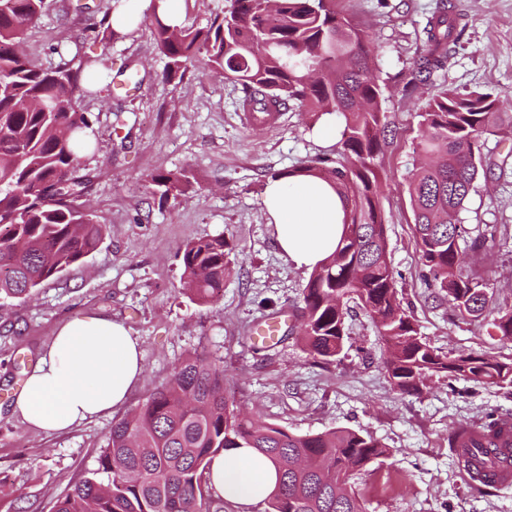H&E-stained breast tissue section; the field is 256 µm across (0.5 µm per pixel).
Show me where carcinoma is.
Segmentation results:
<instances>
[{"mask_svg": "<svg viewBox=\"0 0 512 512\" xmlns=\"http://www.w3.org/2000/svg\"><path fill=\"white\" fill-rule=\"evenodd\" d=\"M159 0L145 21L167 58L162 79L202 60L243 87L242 108L255 112L290 101L314 116L336 115L342 125L336 156H322L284 172L333 183L344 202L336 252L302 289L299 334L310 356L330 362L349 337L347 303H359L388 345L385 370L402 394L419 391L433 375L483 384H512V363L483 356L450 358L419 336L402 307L387 251L376 194L379 133L385 129L383 91L373 73V40L336 0H231L207 29L172 26ZM46 0H0V300L30 296L88 257L104 225L84 205L77 159L88 150L89 128L76 90L97 87L105 58L76 49L54 67L35 64L21 49ZM454 5L428 18L424 39L404 88L412 91L445 68L464 25ZM500 99L447 89L420 113L418 167L409 193L413 233L431 285L446 292L463 318L476 320L488 297L465 267L459 242L470 234L459 214L487 163L481 137L512 129ZM187 172L150 178L160 198L177 197ZM236 254L224 235L192 240L181 264L183 290L208 303L232 275ZM512 341V310L494 319ZM253 448L278 469L267 512H367L355 476L388 455L369 434L338 428L291 434L261 419L240 417L227 391L224 367L203 355L185 358L131 415L115 421L92 476L76 484L55 512H225L227 501L206 480L212 458Z\"/></svg>", "mask_w": 512, "mask_h": 512, "instance_id": "1", "label": "carcinoma"}]
</instances>
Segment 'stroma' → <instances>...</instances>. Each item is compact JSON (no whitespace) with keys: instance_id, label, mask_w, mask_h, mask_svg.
I'll list each match as a JSON object with an SVG mask.
<instances>
[{"instance_id":"35a3bbf8","label":"stroma","mask_w":512,"mask_h":512,"mask_svg":"<svg viewBox=\"0 0 512 512\" xmlns=\"http://www.w3.org/2000/svg\"><path fill=\"white\" fill-rule=\"evenodd\" d=\"M71 0H47L23 47L49 67L82 38L89 55H104L115 83L137 72L138 88L78 90L91 115L92 148L79 159L87 178L83 202L104 224L98 249L31 298L0 307V512H54L58 498L98 467L114 420L138 409L190 353L220 359L238 410L297 434L350 428L390 450L355 479L368 512H512V485L478 492L448 445L459 425L487 414L512 421V385L442 376L419 393L396 391L383 367L386 345L359 306L347 317L349 339L336 361L309 356L298 335L301 290L308 270L280 254L262 204L272 173L334 154L316 137L312 114L286 107L257 127L241 107V85L189 65L163 82L166 59L147 25L110 39L106 27L85 31ZM467 29L445 68L414 92L403 89L437 0H340L375 40L382 110L389 124L380 156V206L398 296L422 339L449 356L512 360V341L488 324L460 318L446 293L427 287L412 233L408 179L422 133L420 112L446 88L499 95L512 114V0H454ZM492 171L479 178L460 219L495 227L481 250L462 241L464 263H477L489 307L512 310V132L484 135ZM191 173L184 193L153 194L159 171ZM221 234L235 246L236 265L224 290L201 304L181 289V257L193 239ZM123 323L143 352V376L125 405L64 433H36L12 413L14 393L57 328L76 316Z\"/></svg>"}]
</instances>
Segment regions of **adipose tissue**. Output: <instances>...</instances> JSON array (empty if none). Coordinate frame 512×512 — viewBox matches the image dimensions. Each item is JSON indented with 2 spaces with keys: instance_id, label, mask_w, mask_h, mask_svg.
Masks as SVG:
<instances>
[{
  "instance_id": "ef3b65f1",
  "label": "adipose tissue",
  "mask_w": 512,
  "mask_h": 512,
  "mask_svg": "<svg viewBox=\"0 0 512 512\" xmlns=\"http://www.w3.org/2000/svg\"><path fill=\"white\" fill-rule=\"evenodd\" d=\"M263 205L282 256L314 270L336 249L344 207L334 185L316 176L268 180ZM143 374V350L120 323L77 316L62 324L28 372L12 406L35 431L63 432L121 407ZM210 487L247 506L264 500L279 480L275 465L250 448L214 456Z\"/></svg>"
}]
</instances>
